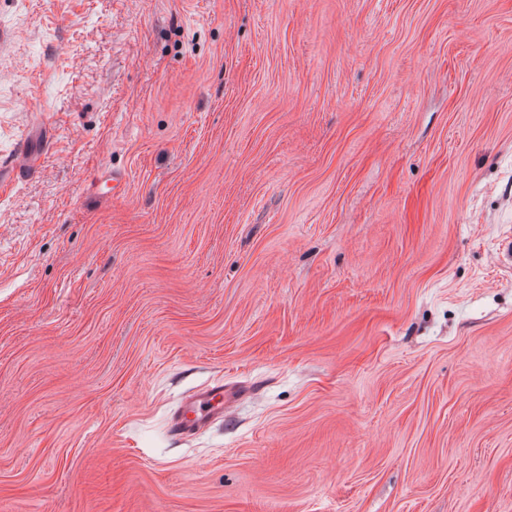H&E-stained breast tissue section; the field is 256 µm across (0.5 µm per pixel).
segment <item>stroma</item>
Instances as JSON below:
<instances>
[{
    "mask_svg": "<svg viewBox=\"0 0 512 512\" xmlns=\"http://www.w3.org/2000/svg\"><path fill=\"white\" fill-rule=\"evenodd\" d=\"M26 141L0 512H512V0H0ZM224 387L212 386L189 398L174 419L175 431L185 434L204 427L214 410L223 409Z\"/></svg>",
    "mask_w": 512,
    "mask_h": 512,
    "instance_id": "stroma-1",
    "label": "stroma"
}]
</instances>
